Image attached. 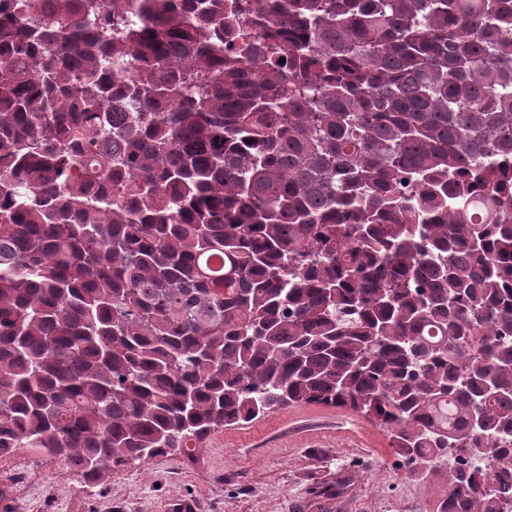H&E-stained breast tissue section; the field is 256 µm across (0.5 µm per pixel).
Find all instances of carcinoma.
I'll list each match as a JSON object with an SVG mask.
<instances>
[{"instance_id":"carcinoma-1","label":"carcinoma","mask_w":512,"mask_h":512,"mask_svg":"<svg viewBox=\"0 0 512 512\" xmlns=\"http://www.w3.org/2000/svg\"><path fill=\"white\" fill-rule=\"evenodd\" d=\"M39 2L0 0V456L97 482L317 404L512 512V0Z\"/></svg>"}]
</instances>
